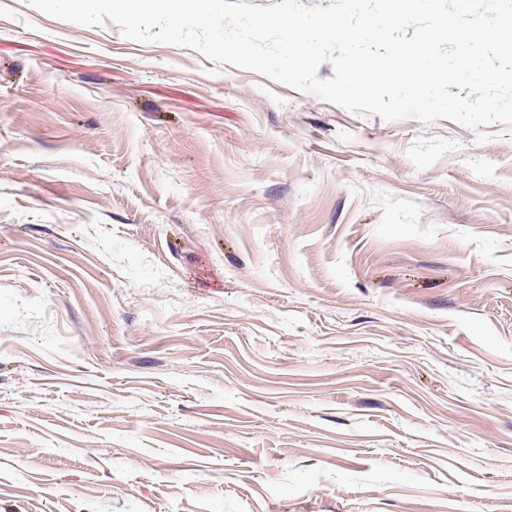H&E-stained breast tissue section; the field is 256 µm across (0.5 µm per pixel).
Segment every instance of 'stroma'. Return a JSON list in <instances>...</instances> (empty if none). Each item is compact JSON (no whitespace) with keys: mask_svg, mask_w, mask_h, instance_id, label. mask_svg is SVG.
<instances>
[{"mask_svg":"<svg viewBox=\"0 0 512 512\" xmlns=\"http://www.w3.org/2000/svg\"><path fill=\"white\" fill-rule=\"evenodd\" d=\"M486 131L0 0V512H512Z\"/></svg>","mask_w":512,"mask_h":512,"instance_id":"stroma-1","label":"stroma"}]
</instances>
